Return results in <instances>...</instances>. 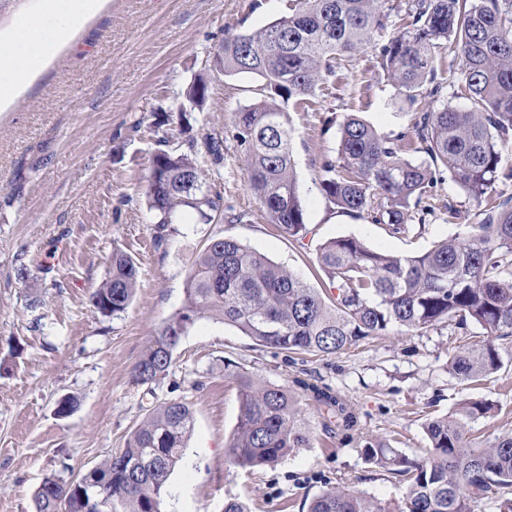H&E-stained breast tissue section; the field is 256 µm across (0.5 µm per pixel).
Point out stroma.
I'll return each instance as SVG.
<instances>
[{
    "label": "stroma",
    "instance_id": "1",
    "mask_svg": "<svg viewBox=\"0 0 512 512\" xmlns=\"http://www.w3.org/2000/svg\"><path fill=\"white\" fill-rule=\"evenodd\" d=\"M289 5L111 0L15 109L0 114V512H29L45 477L73 479L99 465L124 448L152 407L168 401L189 404L195 424L169 477L165 512H224L231 499L250 512H306L334 486L384 501L401 496L402 487L368 464L359 444L323 433L310 403V447L250 474L230 466L225 451L239 396L224 371L228 363L275 383L301 376L329 384L358 409L364 437L410 458L425 452L424 419L453 412L464 398L496 406L492 417L470 424L473 442L486 448L512 430V343H499L500 370L479 385L462 382L450 359L484 334L473 326L461 335L451 322L414 332L393 327L341 353L291 362L223 320L202 317L188 328L165 378L150 388L133 384L135 363L182 306L193 262L212 239L236 238L319 288L317 253L329 239L351 236L376 250L415 255L481 220L449 179L427 198L426 224L405 235L337 213L325 199L322 162L334 153L347 115L393 136L429 106L410 104L368 52L342 62L327 95L290 111L306 236L290 237L269 223L234 137L256 81L216 72L212 60L226 36L260 28ZM200 75L211 87L201 109L187 97ZM209 135L224 139V168L209 173V189L238 220L205 223L195 212L180 213L166 249H154L157 217L144 196L151 157L161 148L187 151ZM116 249L140 271L135 296L117 318L90 301ZM67 396L77 405L58 416Z\"/></svg>",
    "mask_w": 512,
    "mask_h": 512
}]
</instances>
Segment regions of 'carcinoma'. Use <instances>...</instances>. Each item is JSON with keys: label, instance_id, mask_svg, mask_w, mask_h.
<instances>
[{"label": "carcinoma", "instance_id": "1", "mask_svg": "<svg viewBox=\"0 0 512 512\" xmlns=\"http://www.w3.org/2000/svg\"><path fill=\"white\" fill-rule=\"evenodd\" d=\"M384 0H296L292 12L255 30L233 34L215 52L226 74L257 80L254 102L237 113L235 138L250 186L270 223L290 237L306 231L294 171L293 135L285 104L300 106L336 80V60L369 49L410 102L442 95L436 53L462 60V89L470 105L415 113L411 127L379 134L356 115L340 128L336 156L323 163L320 188L337 212L405 234L423 223L428 197L448 173L480 208L481 223L444 238L428 251L399 257L370 249L356 237L325 242L317 263L327 294L233 237L216 238L194 261L183 307L158 328L132 373L136 385L158 383L190 325L217 316L256 344L291 354L328 356L391 327L408 332L454 321L473 323L487 339L461 347L450 369L479 382L502 366L498 340L512 339V0H408L405 30L379 46ZM423 154L417 161L413 154ZM224 163V140L208 136L188 151L158 150L144 195L159 217L154 244L166 249L172 217L196 212L209 222L221 197L206 187L202 164ZM139 270L112 253L106 279L91 295L105 316L125 312ZM239 417L227 460L245 471L273 466L310 445L312 427L300 395L312 394L324 428L336 424L344 443L362 439L356 409L327 385L301 378L289 385L236 373ZM493 404L466 399L448 416L425 422L428 454L410 459L380 440L362 439L365 461L407 482L403 496L382 501L358 490L330 487L308 512H475L483 499L512 512V432L490 448L469 440L470 423ZM194 428L181 401L156 405L125 446L73 480L45 478L31 512H164L167 482Z\"/></svg>", "mask_w": 512, "mask_h": 512}]
</instances>
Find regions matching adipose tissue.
Returning a JSON list of instances; mask_svg holds the SVG:
<instances>
[{"mask_svg":"<svg viewBox=\"0 0 512 512\" xmlns=\"http://www.w3.org/2000/svg\"><path fill=\"white\" fill-rule=\"evenodd\" d=\"M109 0H30L20 26L0 29V112L11 111Z\"/></svg>","mask_w":512,"mask_h":512,"instance_id":"obj_1","label":"adipose tissue"}]
</instances>
